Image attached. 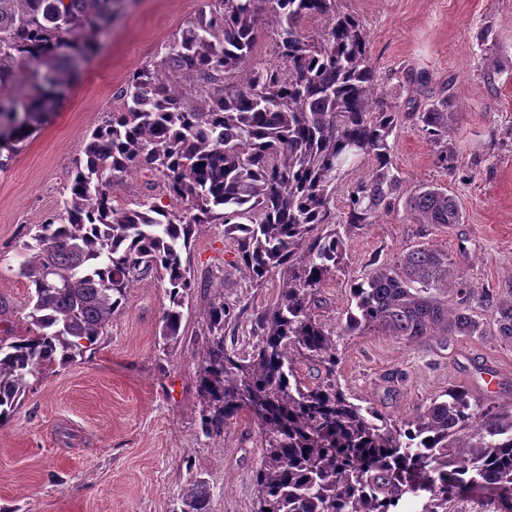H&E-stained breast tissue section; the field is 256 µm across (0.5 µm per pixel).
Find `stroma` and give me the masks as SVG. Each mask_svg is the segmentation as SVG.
<instances>
[{
	"instance_id": "1",
	"label": "stroma",
	"mask_w": 512,
	"mask_h": 512,
	"mask_svg": "<svg viewBox=\"0 0 512 512\" xmlns=\"http://www.w3.org/2000/svg\"><path fill=\"white\" fill-rule=\"evenodd\" d=\"M206 0H125L101 48L76 71L65 97L24 149L0 171V338L24 335L28 282L18 252L32 225L58 213L88 132L119 109L117 90L149 65ZM369 39L388 105L443 89L457 114V170L439 167L419 127L405 120L390 138L394 167L408 185L447 186L461 223H414L398 208L378 223L342 229L346 264L321 289L317 315L345 321L349 282L397 254L430 243L447 251L478 289L512 296V0H345ZM498 57L488 74L485 54ZM235 244L220 224L204 225L182 260L196 283L223 290L243 316L224 333L229 350L250 351L258 316L271 306L280 273L261 284L235 267ZM169 300L155 277L136 282L96 343L32 379L0 427V512H176L184 488L204 481L210 512H253L262 436L240 412L218 435L201 430L196 366L206 346L205 300L183 309L180 337L163 345ZM336 378L351 401L396 418L467 386L474 399L512 404V341H408L382 332L336 339Z\"/></svg>"
}]
</instances>
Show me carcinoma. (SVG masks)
I'll return each mask as SVG.
<instances>
[{"mask_svg": "<svg viewBox=\"0 0 512 512\" xmlns=\"http://www.w3.org/2000/svg\"><path fill=\"white\" fill-rule=\"evenodd\" d=\"M118 2L0 0V170L47 122L49 94L62 95L65 67L48 60L79 43L90 48ZM343 2L208 0L160 59L128 76L120 109L88 134L59 213L35 225L19 252L28 333L0 339V426L29 379L91 347L140 280H166L161 337L177 341L196 288L181 254L200 227L222 224L244 278L282 275L276 302L259 318L260 339L244 355L224 347V327L240 313L222 294L206 300L208 340L196 370L205 434L247 410L264 437L254 512H402L407 495L419 512H455L462 494L486 487L495 512H512V406L473 405L468 388L453 386L392 419L349 401L336 380L338 336L378 329L409 341L512 339V298L483 289L489 314L475 315L476 289L430 244L351 280L339 329L315 315L324 281L344 265L331 202L345 167L372 161L349 190L350 227L374 224L400 203L418 224L462 219L448 189H408L393 166L389 138L400 113L384 103L367 33ZM315 19L321 26L311 33ZM263 26L280 64L255 56ZM450 98L443 91L405 117L453 172ZM136 166L156 177L169 206L150 196L113 204ZM450 286L459 296L452 309L443 299ZM299 360L316 370L312 382L298 376ZM209 502L198 481L180 512H209Z\"/></svg>", "mask_w": 512, "mask_h": 512, "instance_id": "cac0c4a2", "label": "carcinoma"}]
</instances>
